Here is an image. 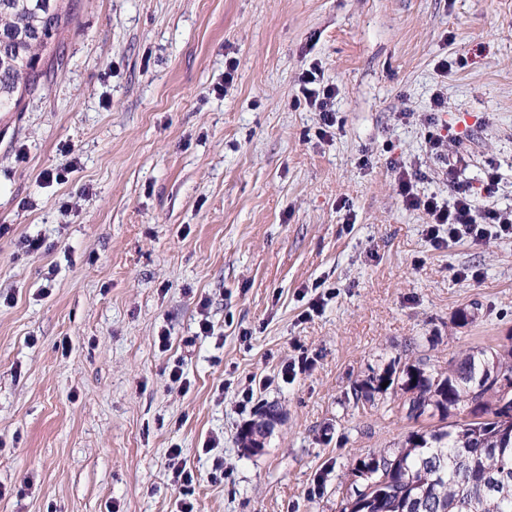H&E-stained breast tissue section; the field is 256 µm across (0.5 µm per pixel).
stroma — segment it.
<instances>
[{"label":"stroma","mask_w":512,"mask_h":512,"mask_svg":"<svg viewBox=\"0 0 512 512\" xmlns=\"http://www.w3.org/2000/svg\"><path fill=\"white\" fill-rule=\"evenodd\" d=\"M58 42L0 120V512H180L175 447L194 512H338L356 459L418 427L356 387L512 337V238L433 248L394 170L447 198L436 118L481 207L512 214V0H75ZM203 300L214 334L185 346ZM321 71L313 66L302 74L300 79V90L308 107L320 112L323 124L332 127L335 123L334 100L336 98V87L327 84L321 87ZM280 412L278 408L274 405H270L259 415L258 420H251L244 427L241 428L238 440L242 448L247 449L251 452H258L259 450L255 449V445L257 444L255 434L258 430V422L264 418H267L266 426L269 428V431L274 427V425L279 421ZM167 456L171 485L178 490L180 495H189L195 482V473L192 469L187 467V463L183 457V449H168Z\"/></svg>","instance_id":"35a3bbf8"}]
</instances>
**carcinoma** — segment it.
Returning a JSON list of instances; mask_svg holds the SVG:
<instances>
[{"label":"carcinoma","instance_id":"cac0c4a2","mask_svg":"<svg viewBox=\"0 0 512 512\" xmlns=\"http://www.w3.org/2000/svg\"><path fill=\"white\" fill-rule=\"evenodd\" d=\"M72 19L62 0H0V112L19 109L41 82L43 53ZM512 377V344L471 348L448 362V372L421 364L391 365L366 382L373 392L399 389L407 415L441 413L438 424L409 432L403 447L357 460V467L384 468L371 491L355 487L342 512H512V429L496 417L512 409V395L497 387L493 374ZM481 401L488 418L470 420L464 411ZM258 421L241 428V447L257 452Z\"/></svg>","mask_w":512,"mask_h":512}]
</instances>
